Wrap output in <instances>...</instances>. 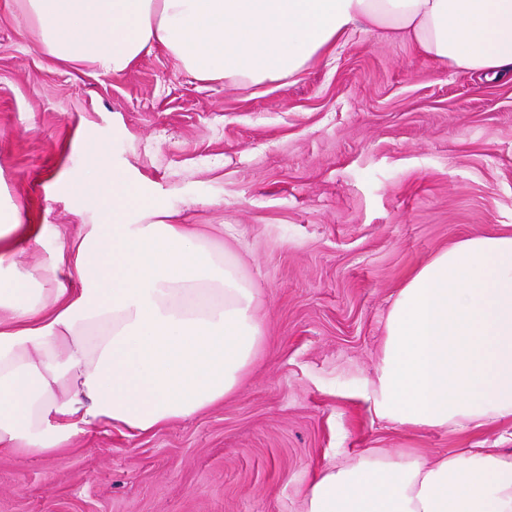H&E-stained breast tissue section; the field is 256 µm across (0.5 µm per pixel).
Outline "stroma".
<instances>
[{
  "label": "stroma",
  "instance_id": "stroma-1",
  "mask_svg": "<svg viewBox=\"0 0 512 512\" xmlns=\"http://www.w3.org/2000/svg\"><path fill=\"white\" fill-rule=\"evenodd\" d=\"M99 167L239 255L264 350L223 404L151 435L1 451L0 512H302L313 475L366 448L512 453V418L416 429L365 397L399 288L512 225V77L436 67L378 31L286 87L202 82L161 49L105 73L53 60L23 0H0V213L43 229L21 268L101 223L74 192Z\"/></svg>",
  "mask_w": 512,
  "mask_h": 512
}]
</instances>
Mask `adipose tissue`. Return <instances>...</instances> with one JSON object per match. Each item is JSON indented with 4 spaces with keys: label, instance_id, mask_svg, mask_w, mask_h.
I'll return each instance as SVG.
<instances>
[{
    "label": "adipose tissue",
    "instance_id": "obj_1",
    "mask_svg": "<svg viewBox=\"0 0 512 512\" xmlns=\"http://www.w3.org/2000/svg\"><path fill=\"white\" fill-rule=\"evenodd\" d=\"M45 52L121 73L162 48L202 81L288 85L357 30L442 68L512 73V0H24ZM76 192L106 223L19 269L35 226L0 225V450L51 455L100 428L142 436L223 403L264 344L230 248L169 224L122 170ZM397 425L480 429L512 417V231L438 252L399 290L372 383ZM304 512H512V454L427 462L367 450L307 484Z\"/></svg>",
    "mask_w": 512,
    "mask_h": 512
}]
</instances>
